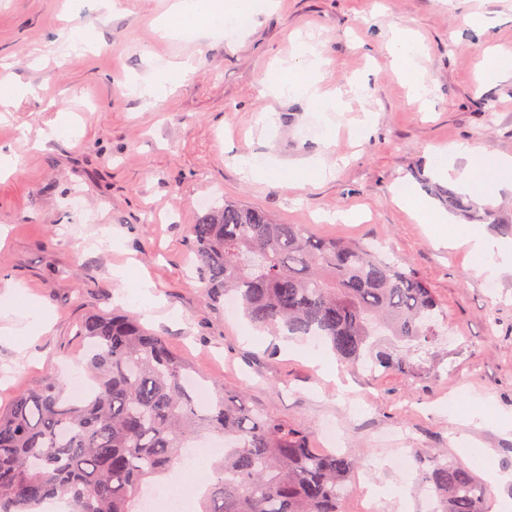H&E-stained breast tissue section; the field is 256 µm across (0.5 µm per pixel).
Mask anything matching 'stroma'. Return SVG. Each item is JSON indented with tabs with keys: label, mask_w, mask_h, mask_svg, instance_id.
I'll use <instances>...</instances> for the list:
<instances>
[{
	"label": "stroma",
	"mask_w": 512,
	"mask_h": 512,
	"mask_svg": "<svg viewBox=\"0 0 512 512\" xmlns=\"http://www.w3.org/2000/svg\"><path fill=\"white\" fill-rule=\"evenodd\" d=\"M168 2L0 0V65L26 88L0 105V147L16 158L0 175V292L20 288L51 317L22 344L0 340V409L81 357L87 317L123 312L251 409L307 431L311 447L325 449L323 427L336 423L366 483L406 485L409 512H427L426 495L401 460L434 453L479 478L491 466L505 473L489 508L512 512V429L448 413L477 395L512 418V268L487 292L466 247L435 244L430 225L394 200L409 185L444 208L437 147L512 154V75L489 83L482 71L486 48L512 55V0H282L240 35L189 39L158 31ZM477 15L485 31L471 25ZM88 27L91 43L64 58L49 53L58 32L78 39ZM398 29L424 48L429 108L411 102L384 50ZM300 32L322 42L321 86L342 101L331 139L304 98L262 85L268 70L298 64ZM181 62L190 69L180 83L145 104V77ZM367 110L373 125L355 133ZM267 153L283 166L318 158L324 174L290 188L247 178L239 157ZM207 197L380 247L433 288L454 342L410 349L402 371L340 366L329 377L278 337L246 341L241 312L205 299L193 271L189 226ZM116 265L153 281L152 312L113 280Z\"/></svg>",
	"instance_id": "obj_1"
}]
</instances>
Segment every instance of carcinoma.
<instances>
[{
  "mask_svg": "<svg viewBox=\"0 0 512 512\" xmlns=\"http://www.w3.org/2000/svg\"><path fill=\"white\" fill-rule=\"evenodd\" d=\"M447 198L450 211L491 216L451 188ZM189 233L209 298L232 294L253 326L314 339L351 368L402 370L406 356L382 337L421 346L439 336L432 289L371 244L320 239L228 200ZM81 333L88 396L48 378L0 411V512L54 500L69 512H141L143 491L182 467L201 431L224 439V455L200 512H342L351 458L315 452L306 431L215 382L200 401L208 379L188 384L192 369L131 316H89ZM416 475L434 512H487L489 489L467 466L419 456Z\"/></svg>",
  "mask_w": 512,
  "mask_h": 512,
  "instance_id": "1",
  "label": "carcinoma"
}]
</instances>
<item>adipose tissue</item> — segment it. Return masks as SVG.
<instances>
[{"instance_id":"ef3b65f1","label":"adipose tissue","mask_w":512,"mask_h":512,"mask_svg":"<svg viewBox=\"0 0 512 512\" xmlns=\"http://www.w3.org/2000/svg\"><path fill=\"white\" fill-rule=\"evenodd\" d=\"M255 2L256 0H173L169 8L167 29L176 38L188 31L230 32L236 30L240 18L255 13ZM386 49L395 58L396 73L410 84L414 100H424L427 92L415 62L417 50L407 34L398 33L387 44ZM301 55L303 60L299 65L272 70L266 74L262 80L266 91L275 96L286 92L303 96L317 112L339 111L340 103L335 93L320 87L321 70L325 64L321 44H303ZM447 154V162L440 164L435 170L436 177L456 183L475 201H486L504 189L512 191V180L507 177L508 171L512 170V156H491L466 143L450 145ZM239 166L258 182L276 176L296 183L316 180L323 174L321 162L309 161L301 166L285 169L269 155L241 158ZM395 200L418 223L433 225L436 243L449 240L468 246L478 273L486 278H495L504 266H512V244L490 238L477 230L459 231L448 228L447 212L433 208L414 187L397 192Z\"/></svg>"}]
</instances>
